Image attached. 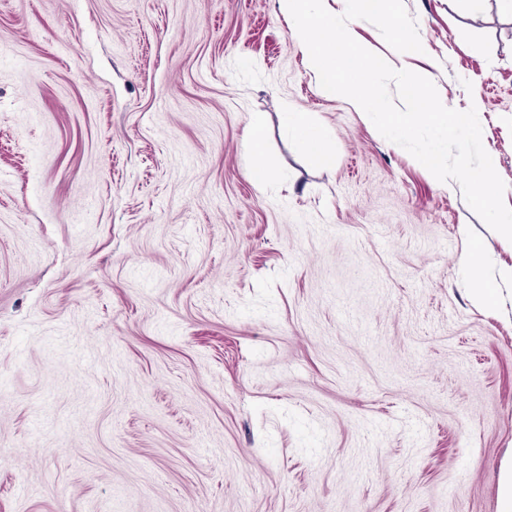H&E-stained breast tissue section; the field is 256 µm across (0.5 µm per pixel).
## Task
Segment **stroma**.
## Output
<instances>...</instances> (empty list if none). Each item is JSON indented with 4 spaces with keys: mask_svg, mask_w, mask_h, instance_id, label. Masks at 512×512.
I'll list each match as a JSON object with an SVG mask.
<instances>
[{
    "mask_svg": "<svg viewBox=\"0 0 512 512\" xmlns=\"http://www.w3.org/2000/svg\"><path fill=\"white\" fill-rule=\"evenodd\" d=\"M404 4L422 52L348 27L476 107L512 207V14ZM291 26L278 0H0V512H496L512 288L473 304L459 259L512 247ZM288 128L299 139L303 152L308 159L321 168H333L336 154L327 141L319 134L310 131L311 120L306 112H289ZM260 130L261 123L256 119L252 124V138L249 140L253 154V163L249 170V175L255 186L258 189H263L268 181L269 167L259 149L257 133Z\"/></svg>",
    "mask_w": 512,
    "mask_h": 512,
    "instance_id": "1",
    "label": "stroma"
}]
</instances>
